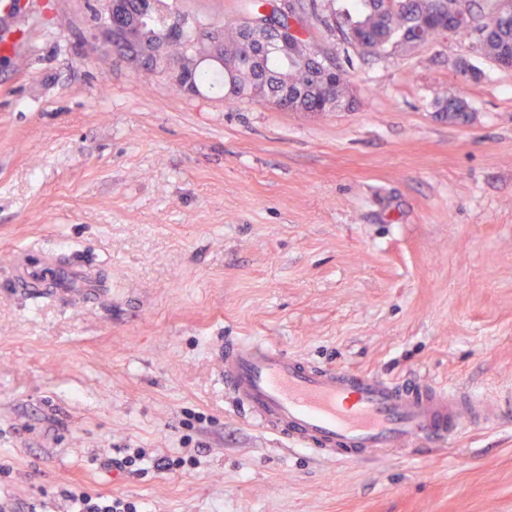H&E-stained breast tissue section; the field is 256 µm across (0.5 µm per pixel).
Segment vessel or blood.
Instances as JSON below:
<instances>
[{
  "instance_id": "obj_1",
  "label": "vessel or blood",
  "mask_w": 512,
  "mask_h": 512,
  "mask_svg": "<svg viewBox=\"0 0 512 512\" xmlns=\"http://www.w3.org/2000/svg\"><path fill=\"white\" fill-rule=\"evenodd\" d=\"M28 284L62 289L70 301L99 297L93 288H62L55 265L29 271ZM213 355L225 394L245 416L294 447L348 467L445 443L464 427L495 423L500 412L497 400L455 385L317 366L267 338L228 337Z\"/></svg>"
}]
</instances>
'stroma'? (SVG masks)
I'll use <instances>...</instances> for the list:
<instances>
[{
    "mask_svg": "<svg viewBox=\"0 0 512 512\" xmlns=\"http://www.w3.org/2000/svg\"><path fill=\"white\" fill-rule=\"evenodd\" d=\"M173 2L216 27L242 15ZM15 3L0 15L7 512H72L76 488L139 512H512V400L446 450L346 469L241 416L213 357L261 336L323 366L512 393V71L454 31L372 55L317 23L303 37L355 105L289 112L104 64L102 0ZM452 93L469 123L438 114ZM44 255L106 299L21 292L15 260ZM139 450V471L102 466Z\"/></svg>",
    "mask_w": 512,
    "mask_h": 512,
    "instance_id": "1",
    "label": "stroma"
}]
</instances>
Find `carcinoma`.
Returning <instances> with one entry per match:
<instances>
[{
    "instance_id": "1",
    "label": "carcinoma",
    "mask_w": 512,
    "mask_h": 512,
    "mask_svg": "<svg viewBox=\"0 0 512 512\" xmlns=\"http://www.w3.org/2000/svg\"><path fill=\"white\" fill-rule=\"evenodd\" d=\"M356 15L343 17L340 28L344 38L364 53L380 54L391 48L409 54L420 44L441 35L443 19L462 12L467 0H405L397 12L388 0H357ZM298 20L305 23L323 21L318 0H296ZM459 28L476 33V50L492 61L512 55V25H505L495 8L471 19H463ZM215 34L220 41L221 62L202 58L208 42L206 35ZM294 45L277 51L276 35L244 34L239 22L224 24L221 30L197 22L189 29L186 44L162 52H172L182 71V82L172 84L178 93L186 85L225 91V97L236 101H254L260 94L272 100H288L292 112H335L349 108L353 98L349 92L348 72L327 59L314 57L310 45L293 37ZM441 117L452 124L471 120L468 102L451 95L441 102Z\"/></svg>"
}]
</instances>
